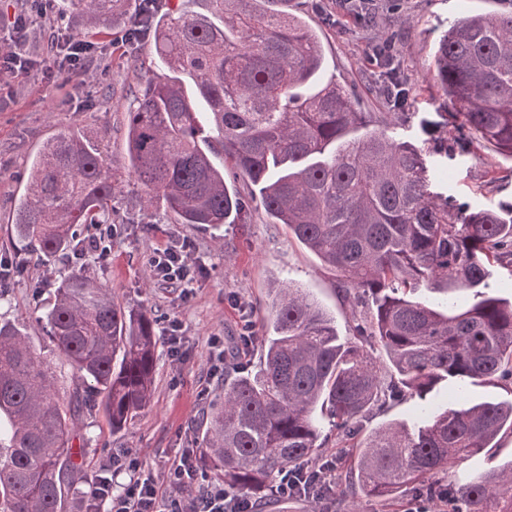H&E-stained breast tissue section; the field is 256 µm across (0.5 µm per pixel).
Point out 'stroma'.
<instances>
[{
  "instance_id": "stroma-1",
  "label": "stroma",
  "mask_w": 512,
  "mask_h": 512,
  "mask_svg": "<svg viewBox=\"0 0 512 512\" xmlns=\"http://www.w3.org/2000/svg\"><path fill=\"white\" fill-rule=\"evenodd\" d=\"M288 10L304 17L321 39L324 79H335L354 92L362 111L383 112L387 105L375 91L378 69L368 48L392 39L412 89L417 120L394 127L393 136L422 143L418 120L443 111V99L430 74L441 31L449 22L470 12L512 11V0H372L369 13L345 10L340 0H288ZM110 34H93L94 60L75 77L73 86L47 81L40 70L0 71V255L19 258L21 273L0 288V317L26 322L36 350L48 357L61 398H69L78 382L70 366L51 351L37 322L39 310L50 299L60 275L84 271L107 285L121 307L148 313L157 340L155 385L150 405L122 430H113L99 409L84 411L74 448L79 449L87 482H94L112 466L113 458L132 453L142 461L141 475L164 485L165 474L182 452L198 445L216 405L223 381L209 375L212 337L224 341L225 360L235 368L256 370L261 351L238 348L243 320L262 328L276 287L290 283L303 288L333 317L340 337L353 334L350 304L336 287V273L288 234L286 225L273 223L264 209L249 207L241 223L220 228L178 223L174 214L145 210L130 180L120 185L112 213L117 233L112 251L104 257L74 254L45 266L30 260L13 244L8 228L13 208L24 191L30 159L61 128L77 125L104 138L113 165L127 153L125 110L130 90L160 70L153 35L134 47L111 45ZM435 191L455 197L470 208H495L512 203V159L484 144L470 153L447 160L430 157ZM190 246L198 267L197 281L188 298L178 289L154 281L147 267L149 255L173 241ZM175 331L180 357L169 354L165 334ZM455 384H443L426 399L411 398L375 412L364 421L361 435L399 422L419 423L424 411L448 406ZM512 462V431L502 430L496 447L461 461L448 472L450 481L464 484L490 466Z\"/></svg>"
}]
</instances>
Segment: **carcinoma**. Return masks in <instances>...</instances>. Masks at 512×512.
<instances>
[{
	"instance_id": "obj_1",
	"label": "carcinoma",
	"mask_w": 512,
	"mask_h": 512,
	"mask_svg": "<svg viewBox=\"0 0 512 512\" xmlns=\"http://www.w3.org/2000/svg\"><path fill=\"white\" fill-rule=\"evenodd\" d=\"M90 30L109 29L134 0H64ZM208 14L148 15L162 72L133 95L123 167L143 206L161 202L182 224H232L247 207L215 167L248 179L277 224L338 273V289L359 309L353 337L292 285L276 289L259 368L224 383L199 439L200 469L257 502L287 466L317 457L327 439L317 416L352 440L373 410L425 398L442 383L512 384V299L483 291L488 267L512 269V204L472 210L433 190L429 157L453 159L475 141L512 157V12L470 13L448 24L434 80L448 111L426 121L424 147L391 126L414 118L410 90L390 112H362L329 81L316 33L268 0H209ZM193 84L209 127L184 94ZM120 181L103 140L59 130L31 159L11 239L49 263L73 247L78 228L106 224ZM423 286L474 291L468 304L429 305ZM42 320L77 379L59 400L51 366L15 323H0V512H66L85 481L74 461L78 416L99 401L119 431L151 402L154 321L132 316L111 290L82 274L62 275ZM512 430V402H457L411 429L390 423L350 448L349 474L383 500L398 491L442 496L448 512H512V463L455 487L438 476L493 448Z\"/></svg>"
}]
</instances>
